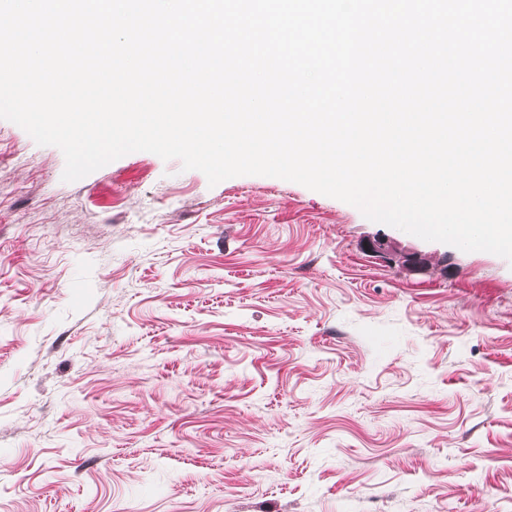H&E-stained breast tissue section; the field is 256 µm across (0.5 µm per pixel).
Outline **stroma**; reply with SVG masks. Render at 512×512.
Here are the masks:
<instances>
[{"mask_svg":"<svg viewBox=\"0 0 512 512\" xmlns=\"http://www.w3.org/2000/svg\"><path fill=\"white\" fill-rule=\"evenodd\" d=\"M64 166L0 119V512H512V262L275 177Z\"/></svg>","mask_w":512,"mask_h":512,"instance_id":"35a3bbf8","label":"stroma"}]
</instances>
